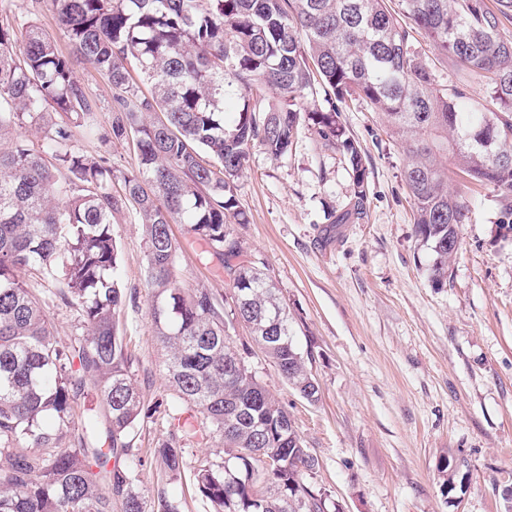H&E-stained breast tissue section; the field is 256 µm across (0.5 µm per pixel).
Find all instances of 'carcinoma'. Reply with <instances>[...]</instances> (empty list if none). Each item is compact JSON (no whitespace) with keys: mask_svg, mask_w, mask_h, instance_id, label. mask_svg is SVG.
<instances>
[{"mask_svg":"<svg viewBox=\"0 0 512 512\" xmlns=\"http://www.w3.org/2000/svg\"><path fill=\"white\" fill-rule=\"evenodd\" d=\"M73 52L112 85L105 143L129 140L137 170L112 188L105 156L75 151L72 127L94 112L70 57L34 22L0 7V512H180L181 501L140 487L141 461L128 436L146 414L130 371L119 316L127 294L112 217L141 215L150 316L164 350L171 437L154 449L163 475L185 482L207 512H336L288 410L248 368V348L229 329L247 324L266 357L304 399L319 386L296 347L288 307L259 266L241 261L232 225L247 222L237 181L258 146L280 158L307 128L338 152L353 191L329 224L366 214L368 169L336 103L352 97L381 113L406 156L403 176L416 236L430 246V281L442 288L469 221L465 197L448 191V161L490 185L512 215V39L501 34L512 0H47ZM423 33L440 56L479 76L493 109L462 121L460 93H448L409 42ZM135 63L149 93L140 90ZM271 89L274 100L257 94ZM62 112L68 122L56 123ZM40 135V143L27 133ZM182 224L224 265L235 307L210 288H183L176 275ZM41 282L34 292L18 278ZM75 310L82 334L70 345L51 331L54 301ZM97 392L101 412L79 416ZM203 416L198 430L183 407ZM225 447L229 460H187L196 436ZM448 492L464 463L446 458Z\"/></svg>","mask_w":512,"mask_h":512,"instance_id":"1","label":"carcinoma"}]
</instances>
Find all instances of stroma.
I'll return each mask as SVG.
<instances>
[{
	"label": "stroma",
	"mask_w": 512,
	"mask_h": 512,
	"mask_svg": "<svg viewBox=\"0 0 512 512\" xmlns=\"http://www.w3.org/2000/svg\"><path fill=\"white\" fill-rule=\"evenodd\" d=\"M412 43L438 83L461 93L470 120L491 109L477 76L446 63L421 34ZM73 68L96 103L91 123L107 126L111 85L81 59ZM340 110L368 168L363 220L325 223L324 208L343 207L352 180L339 155L306 131L278 159L253 148L237 182L247 221L235 233L245 256L264 262L276 282L319 398L302 399L259 351L252 350L247 364L287 409L317 460L306 483L326 490L342 512H512L503 498L512 488V232L501 227L496 194L449 171L448 186L469 201L471 220L460 228L446 285L434 287L432 255L415 234L396 137L362 101ZM73 143L88 157H109L115 176L136 165L129 142L104 144L77 127ZM113 230L127 294L122 331L148 413L130 435L143 461L140 486L153 498L180 499L182 512H205L200 498L162 477L153 457L171 432L164 415L169 390L149 314L138 212L118 214ZM171 230L181 247L180 285L225 292L223 266L183 225ZM446 457L465 461L471 477L453 500L439 470Z\"/></svg>",
	"instance_id": "stroma-1"
}]
</instances>
